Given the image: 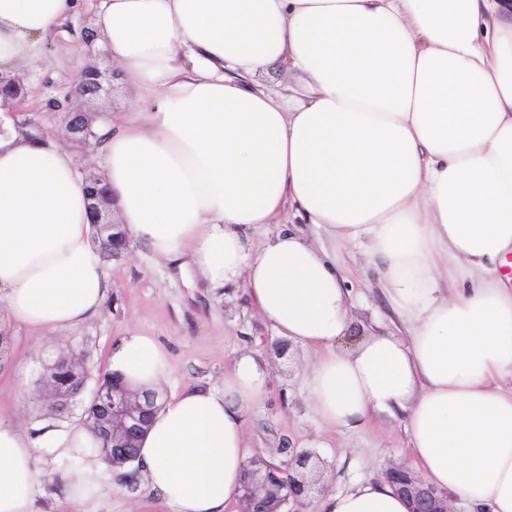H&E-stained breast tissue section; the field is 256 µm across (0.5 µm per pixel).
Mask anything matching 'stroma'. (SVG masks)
I'll use <instances>...</instances> for the list:
<instances>
[{"mask_svg": "<svg viewBox=\"0 0 512 512\" xmlns=\"http://www.w3.org/2000/svg\"><path fill=\"white\" fill-rule=\"evenodd\" d=\"M89 21L81 13L69 22L45 52V60L31 79L23 109L46 134L57 138L73 154L79 172H102L103 158L97 145L71 144L63 133V114L55 107L70 92L75 73L86 61L82 36ZM339 263L351 288L361 289L364 299L356 303L357 324L371 325L373 314L382 306L376 285L360 286L358 261L340 254ZM107 272L116 283L98 313L54 337L41 340L24 327L11 325L12 339L8 360L0 365V413L18 417L29 433H37L47 421L36 381L50 357L69 350L87 355L90 376L83 392L68 414L55 417L63 427L82 425L83 410L95 386L108 372L112 349L130 330L154 336L167 350L170 377L162 391L172 395L193 386H222L224 367L234 354L249 348L271 364L275 373L262 403L243 419L248 451L277 466H285L283 444L305 447L319 424L304 394L303 382L292 360L301 357V346L293 345L286 357L272 349L275 334L262 321L254 303L243 293L212 290L185 263L156 261L143 247L131 246L118 260L109 261ZM404 434L398 423L370 425L360 431H333L324 436L317 454L322 461L321 475L330 490L338 491L355 477L375 478L403 459ZM81 461L71 456H48L41 463L44 471L42 495L36 512H60L66 474ZM96 512H171L158 499L145 496L141 489H129L123 476L112 478V489L99 499Z\"/></svg>", "mask_w": 512, "mask_h": 512, "instance_id": "stroma-1", "label": "stroma"}]
</instances>
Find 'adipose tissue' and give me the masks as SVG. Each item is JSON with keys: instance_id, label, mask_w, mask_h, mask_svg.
<instances>
[{"instance_id": "adipose-tissue-1", "label": "adipose tissue", "mask_w": 512, "mask_h": 512, "mask_svg": "<svg viewBox=\"0 0 512 512\" xmlns=\"http://www.w3.org/2000/svg\"><path fill=\"white\" fill-rule=\"evenodd\" d=\"M87 9L93 51L138 103L97 129L128 238L243 289L276 336L311 350L305 390L326 430L397 421L440 493L512 512V0H0V75L36 72ZM272 68L290 80L268 84ZM0 124V300L41 336L92 317L112 279L73 156ZM341 252L362 256L388 311L362 331ZM108 370L155 390L169 357L133 331ZM269 381L244 352L222 387L165 401L140 442L142 485L173 512H238L243 418ZM95 446L79 427L35 441L0 415V512H33L38 456L73 453L89 462L65 502L94 512ZM316 512L408 504L368 478Z\"/></svg>"}]
</instances>
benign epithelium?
I'll return each instance as SVG.
<instances>
[{"label": "benign epithelium", "mask_w": 512, "mask_h": 512, "mask_svg": "<svg viewBox=\"0 0 512 512\" xmlns=\"http://www.w3.org/2000/svg\"><path fill=\"white\" fill-rule=\"evenodd\" d=\"M117 76L119 73L110 64L88 65L82 69V80L72 87L70 96L86 104L106 99L112 94ZM88 124L90 120L84 110L66 106L65 128L72 142L78 145L89 142ZM90 209L92 223L101 226L102 232L117 227L106 193H92ZM160 397L158 391H147L138 394L131 402L103 392L95 394L94 401L103 415V436L112 439V456L126 460L136 457L132 437L156 410ZM288 453L287 486L284 488L276 486V476L283 474L280 467L270 464L262 468L254 464L249 466L241 488V512H309L312 488L305 471L309 469L314 453L296 448L288 449ZM382 479L408 500L411 512H451L447 501L439 498L433 488L402 465L386 469Z\"/></svg>", "instance_id": "1"}]
</instances>
